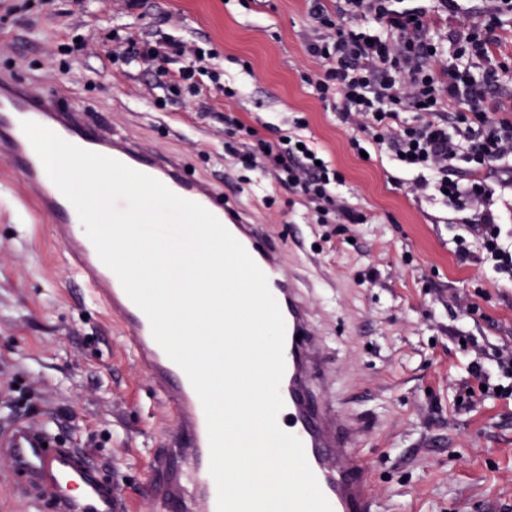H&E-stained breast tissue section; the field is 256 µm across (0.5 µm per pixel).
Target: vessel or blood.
Returning <instances> with one entry per match:
<instances>
[{"label": "vessel or blood", "instance_id": "1", "mask_svg": "<svg viewBox=\"0 0 512 512\" xmlns=\"http://www.w3.org/2000/svg\"><path fill=\"white\" fill-rule=\"evenodd\" d=\"M25 121L158 179L220 220L266 275L285 321L280 427L301 440L332 512H382L370 464L356 448V427L328 396L331 377L324 344L297 275L284 270L281 242L264 225L251 222L222 190L190 175L178 158L155 152L114 128L94 124L88 113L62 104L28 82L1 78L0 158L34 190L39 208L49 219V238L64 264L88 287L95 304L106 306L120 319L134 358L173 412L175 440L151 471V494L163 512H217L201 401L184 371L154 340L146 315L100 260L88 236L77 231V212L48 177L22 130ZM0 457L9 461L15 474L52 498L56 512H116L112 487L96 467L83 454L62 445L44 426L16 421L0 429Z\"/></svg>", "mask_w": 512, "mask_h": 512}]
</instances>
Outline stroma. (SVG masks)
I'll return each instance as SVG.
<instances>
[{
    "instance_id": "1",
    "label": "stroma",
    "mask_w": 512,
    "mask_h": 512,
    "mask_svg": "<svg viewBox=\"0 0 512 512\" xmlns=\"http://www.w3.org/2000/svg\"><path fill=\"white\" fill-rule=\"evenodd\" d=\"M146 10L163 32L217 50L239 97L210 89L154 106L149 76L107 58L113 27L142 29L123 0H54L49 17L39 0H0V74L57 86L70 107L178 155L293 252L384 512H512V401L453 403L469 378L454 331L512 349V287L454 252L469 212L412 194L391 164L361 157L353 130L311 94L305 0H146ZM228 108L272 142L289 115L305 117L365 223H315L267 172L241 168L225 145ZM48 416L116 489L118 512H153L147 482L172 414L0 159V427ZM0 512L54 509L0 460Z\"/></svg>"
}]
</instances>
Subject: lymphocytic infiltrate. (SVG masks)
I'll return each instance as SVG.
<instances>
[{
  "label": "lymphocytic infiltrate",
  "instance_id": "lymphocytic-infiltrate-1",
  "mask_svg": "<svg viewBox=\"0 0 512 512\" xmlns=\"http://www.w3.org/2000/svg\"><path fill=\"white\" fill-rule=\"evenodd\" d=\"M401 2L315 0L306 52L318 68L306 81L319 100L340 102L343 119L356 122L362 133L356 150L386 156L414 190L472 211V223L453 238L456 254L493 280L512 282V229L491 203L493 183L512 185V88H501L491 72L475 78L469 68L470 57L501 55L502 17L512 14V0H485L480 23L456 0H439L443 12L456 16L457 27L447 37L436 34L425 11ZM183 52L181 40L148 31L136 38L113 34L109 55L151 72L167 101L197 96L209 82L225 99L237 96L221 69L204 64L215 51L195 48L193 62L169 69L170 58ZM223 120L225 133L242 148V163L266 170L279 186L302 196L317 223H363L337 191L339 173L305 136V118H293L274 142L232 109H225ZM455 339L470 358L473 380L458 398L470 400L478 384L486 397L511 400L512 351L487 353L461 331Z\"/></svg>",
  "mask_w": 512,
  "mask_h": 512
}]
</instances>
